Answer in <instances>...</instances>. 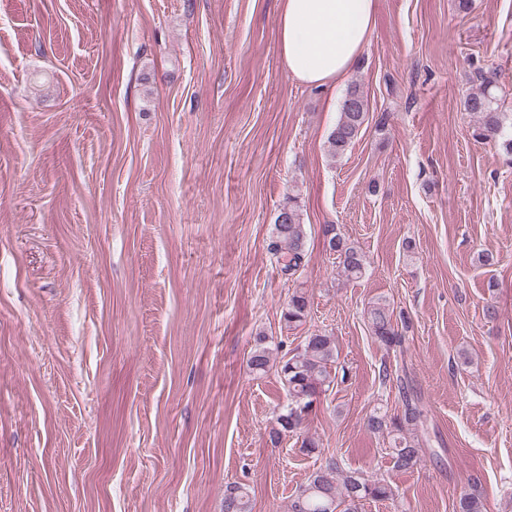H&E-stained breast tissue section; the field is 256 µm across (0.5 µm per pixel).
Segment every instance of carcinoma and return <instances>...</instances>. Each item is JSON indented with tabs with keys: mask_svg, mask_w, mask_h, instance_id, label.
<instances>
[{
	"mask_svg": "<svg viewBox=\"0 0 512 512\" xmlns=\"http://www.w3.org/2000/svg\"><path fill=\"white\" fill-rule=\"evenodd\" d=\"M498 72L489 66L476 74L477 88L464 99L465 111L478 117L474 135L478 138L501 140L503 150L512 155V137L502 138L506 113L499 109L494 94ZM366 100L360 86L351 85L345 95L341 112L334 129L328 136L332 158L342 156L358 138L366 121ZM329 249L340 260V273L346 280L359 279L365 273V259L361 251L336 228L326 229ZM270 251L275 255L280 272L293 276L303 266L306 257V236L301 222V209L297 197L290 196L280 208L273 227ZM305 294L296 292L283 310L282 318L290 327L297 328L305 321L308 311ZM372 335L383 345L400 347L405 336L393 322L392 313L381 301L372 303L367 310ZM265 336L260 335L247 363L256 374L269 368L270 352L263 346ZM335 362L334 338L320 331L304 338L300 350L281 361L278 373L288 391L289 403L276 418L277 427L270 434L276 445L286 434L299 432L304 423L302 411L312 409L320 394L333 382L332 363ZM366 426L372 433L392 436L388 448L395 469H413L421 460L419 430L424 426V414L419 406L408 399L404 410L396 415L376 411L367 419ZM395 492L381 480H369L357 471L343 472L338 463L329 460L314 470L291 501L288 512H359L367 500H392ZM224 512H252L248 488L238 484L224 491ZM455 512H485L483 498L477 487L461 492L455 504Z\"/></svg>",
	"mask_w": 512,
	"mask_h": 512,
	"instance_id": "cac0c4a2",
	"label": "carcinoma"
}]
</instances>
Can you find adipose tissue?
Instances as JSON below:
<instances>
[{
    "label": "adipose tissue",
    "mask_w": 512,
    "mask_h": 512,
    "mask_svg": "<svg viewBox=\"0 0 512 512\" xmlns=\"http://www.w3.org/2000/svg\"><path fill=\"white\" fill-rule=\"evenodd\" d=\"M374 15L375 0H282L277 34L289 76L321 87L344 82Z\"/></svg>",
    "instance_id": "adipose-tissue-1"
}]
</instances>
